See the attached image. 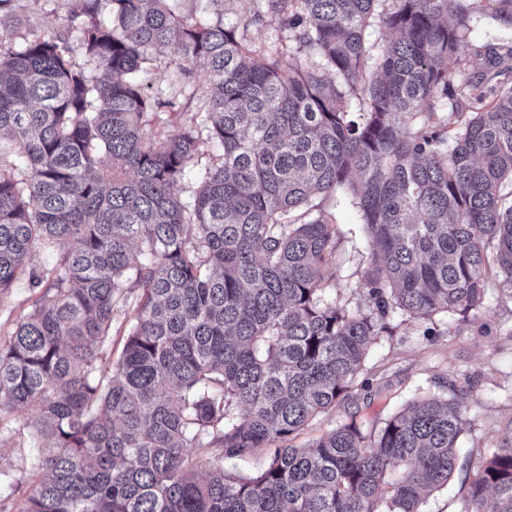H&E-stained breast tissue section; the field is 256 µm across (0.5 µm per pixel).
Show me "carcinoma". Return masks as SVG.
<instances>
[{"mask_svg":"<svg viewBox=\"0 0 512 512\" xmlns=\"http://www.w3.org/2000/svg\"><path fill=\"white\" fill-rule=\"evenodd\" d=\"M79 2L77 44L0 52V296L23 278L36 293L0 338V423L33 408L48 440L20 512H422L457 469L469 388L293 441L369 387L389 313L512 300V46L482 47L474 73L460 54L482 0H263L286 66L224 23V0L194 23L169 0H110L109 23ZM493 2L512 26V0ZM169 51L174 84L201 63L216 89L173 135L136 78ZM339 192L371 238L366 310L325 283L340 231L317 199ZM259 448L258 473L224 470ZM474 453L463 512H512V427Z\"/></svg>","mask_w":512,"mask_h":512,"instance_id":"cac0c4a2","label":"carcinoma"}]
</instances>
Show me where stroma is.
<instances>
[{"instance_id":"obj_1","label":"stroma","mask_w":512,"mask_h":512,"mask_svg":"<svg viewBox=\"0 0 512 512\" xmlns=\"http://www.w3.org/2000/svg\"><path fill=\"white\" fill-rule=\"evenodd\" d=\"M18 26L0 27V49L29 40L53 37L67 23L76 0H13ZM254 0H224V20L237 25L245 42L260 53L287 60L288 41L277 40L272 22L255 21ZM470 34L460 53L469 71H479L483 59L479 47L512 41V28L494 17L491 0L470 16ZM176 58L153 56L140 77L153 91L173 99L174 111L161 113V129L178 132L185 116L201 111L211 90L199 85L193 99H186L170 81ZM341 231L335 265L324 277L337 298L350 306L363 304V274L369 262L370 237L358 208L344 195L325 202ZM387 333L371 340L361 372L372 384L383 385L382 393L358 395L355 402L315 419L295 443L308 445L350 419L364 423L386 418L413 398L425 393H448L451 383L469 382L471 400L461 436L467 448L493 446L498 431L512 422V301L490 291L484 305L468 317L439 314L430 319H403L392 312L386 318ZM13 438L0 446V512H20L38 477L31 469L34 458L43 456L44 440L37 415L22 414ZM475 462L461 461L447 488L427 498L423 512H461L465 478L473 474Z\"/></svg>"}]
</instances>
